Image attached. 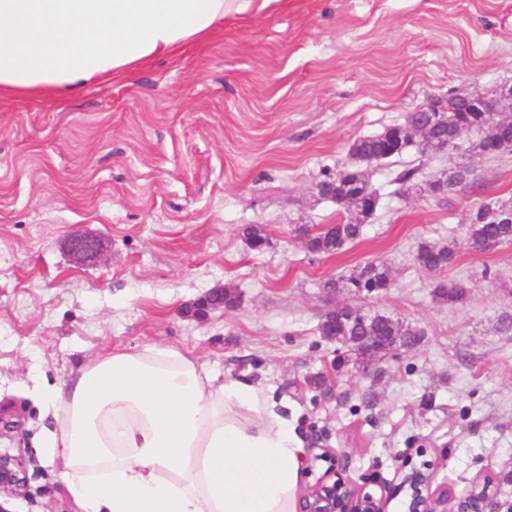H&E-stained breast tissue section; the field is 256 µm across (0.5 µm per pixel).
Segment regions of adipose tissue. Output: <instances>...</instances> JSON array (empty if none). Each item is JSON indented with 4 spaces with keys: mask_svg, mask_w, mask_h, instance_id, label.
Wrapping results in <instances>:
<instances>
[{
    "mask_svg": "<svg viewBox=\"0 0 512 512\" xmlns=\"http://www.w3.org/2000/svg\"><path fill=\"white\" fill-rule=\"evenodd\" d=\"M271 2L0 0V98L126 76ZM37 393L81 512H294L304 444L261 383L148 346Z\"/></svg>",
    "mask_w": 512,
    "mask_h": 512,
    "instance_id": "adipose-tissue-1",
    "label": "adipose tissue"
}]
</instances>
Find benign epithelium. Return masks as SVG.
I'll return each mask as SVG.
<instances>
[{
    "mask_svg": "<svg viewBox=\"0 0 512 512\" xmlns=\"http://www.w3.org/2000/svg\"><path fill=\"white\" fill-rule=\"evenodd\" d=\"M468 112L488 111V97L476 91L460 90ZM69 249L78 258L94 260L101 254L96 239L73 235ZM224 306V288H213L197 299L191 312L204 316L210 308ZM342 456L332 448H323L311 458L308 469L313 481L298 496L295 512H386L391 494L383 481L363 480L358 485L339 476ZM29 483L28 470L21 458L0 453V499L23 493ZM399 490L407 494V512H512V501H501L490 480L457 495L446 485L434 484L430 465L423 463L402 475Z\"/></svg>",
    "mask_w": 512,
    "mask_h": 512,
    "instance_id": "1",
    "label": "benign epithelium"
}]
</instances>
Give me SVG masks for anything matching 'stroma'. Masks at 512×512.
Wrapping results in <instances>:
<instances>
[{"instance_id": "stroma-1", "label": "stroma", "mask_w": 512, "mask_h": 512, "mask_svg": "<svg viewBox=\"0 0 512 512\" xmlns=\"http://www.w3.org/2000/svg\"><path fill=\"white\" fill-rule=\"evenodd\" d=\"M503 84L512 0H275L127 78L0 102V404L17 420L0 452L29 474L9 512H80L42 448L53 420L34 378L58 383L112 350L152 345L271 385L306 448L338 449L344 478L393 486L387 512H405L402 467L425 461L456 493L490 473L511 500L512 331L500 322L512 314V245L460 247L447 275L468 295L455 305L435 299L413 252L461 238L485 197L512 196V153L476 159L478 189L442 202L399 196L393 179L455 155L375 164L376 213L337 254L308 253L294 231L339 222L315 185L349 163L355 139L428 98ZM249 224L264 225L270 247L248 246ZM76 233L101 241V259L75 258ZM374 260L393 286L365 306L421 341L369 374L345 366L322 396L308 381L330 371L337 345L319 326L352 301L324 283ZM224 284L238 307L182 315Z\"/></svg>"}]
</instances>
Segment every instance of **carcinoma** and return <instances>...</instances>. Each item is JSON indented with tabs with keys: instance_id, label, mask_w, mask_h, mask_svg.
Returning <instances> with one entry per match:
<instances>
[{
	"instance_id": "carcinoma-1",
	"label": "carcinoma",
	"mask_w": 512,
	"mask_h": 512,
	"mask_svg": "<svg viewBox=\"0 0 512 512\" xmlns=\"http://www.w3.org/2000/svg\"><path fill=\"white\" fill-rule=\"evenodd\" d=\"M450 110V121L434 124L429 121L423 107L416 112H408L403 121L391 125L374 136L360 137L349 147V155L354 163L336 169V181L328 180V171L322 172V179L316 184L317 194L336 203L342 214L340 222L332 227L303 238L304 248L313 254H334L347 244L356 241L373 217L376 207L374 190L371 189L367 167L378 158L393 154L400 146L411 144L410 133L416 124L425 123L429 127L423 154L433 153L449 143L456 142L459 129L470 127L479 137L469 146L470 159L467 163L447 175L445 180L433 183L426 180L420 167L405 168L394 178L404 191H422L430 188V196L446 200L477 187L474 158L492 150L512 153V124L505 113L466 112L465 104L453 95L442 99ZM512 196L498 197L489 202H479L469 213L462 233L463 240L480 251H493L503 245L512 244ZM245 239L262 244L269 241L261 224H250L243 229ZM458 240L446 243L422 241L413 254L415 264L422 270L439 275L450 269L457 261ZM324 287L354 297H374L386 293L392 287L389 267L381 262H367L348 275L331 278ZM468 285L457 279H439L434 284L436 298L450 304L461 302L467 295ZM319 331L324 338L339 345L334 370L341 371L348 363L362 369L370 366L379 370L385 358L395 356L421 332L376 310H366L352 304L336 307L327 313Z\"/></svg>"
}]
</instances>
